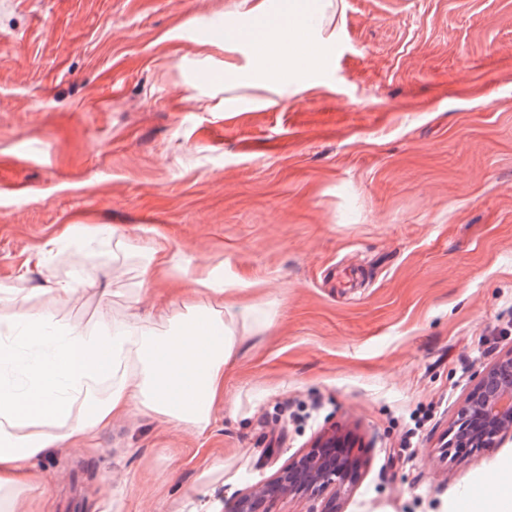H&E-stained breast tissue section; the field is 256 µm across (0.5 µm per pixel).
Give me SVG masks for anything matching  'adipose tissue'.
Segmentation results:
<instances>
[{
    "instance_id": "ef3b65f1",
    "label": "adipose tissue",
    "mask_w": 512,
    "mask_h": 512,
    "mask_svg": "<svg viewBox=\"0 0 512 512\" xmlns=\"http://www.w3.org/2000/svg\"><path fill=\"white\" fill-rule=\"evenodd\" d=\"M322 9L320 0H279L274 6L254 0L246 17H226L225 49H249L254 63L225 65V86L278 93L305 83L324 60L303 48ZM137 253L145 267L130 301L183 280L191 284L178 296L181 312L166 324L151 313L96 326L55 319L54 307L83 291L109 305V290L91 269L44 289L41 305L26 289L0 285V364L13 362L17 340L50 350L37 362L30 385L0 388V512H37L47 483L35 457L48 448L91 443L100 427L133 407L205 434L224 403V369L237 354L240 333L271 327V320L255 319L254 306L236 299L223 277L184 261L164 235Z\"/></svg>"
}]
</instances>
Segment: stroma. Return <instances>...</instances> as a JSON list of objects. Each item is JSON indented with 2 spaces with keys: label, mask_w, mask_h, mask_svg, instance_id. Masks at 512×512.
Segmentation results:
<instances>
[{
  "label": "stroma",
  "mask_w": 512,
  "mask_h": 512,
  "mask_svg": "<svg viewBox=\"0 0 512 512\" xmlns=\"http://www.w3.org/2000/svg\"><path fill=\"white\" fill-rule=\"evenodd\" d=\"M245 11L0 0V284L65 278L54 256L20 270L63 227L84 258L100 231L139 247L158 227L274 318L205 435L134 409L35 458L43 512L230 505L330 439L351 461L336 512H457L512 484V432L443 448L476 370L512 353V0H330L327 66L281 95L224 88L253 63L224 48ZM92 267L111 308L85 293L59 320L128 314L140 260Z\"/></svg>",
  "instance_id": "obj_1"
}]
</instances>
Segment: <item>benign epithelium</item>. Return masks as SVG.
I'll list each match as a JSON object with an SVG mask.
<instances>
[{
    "mask_svg": "<svg viewBox=\"0 0 512 512\" xmlns=\"http://www.w3.org/2000/svg\"><path fill=\"white\" fill-rule=\"evenodd\" d=\"M475 414L485 419V427L474 436L471 417ZM511 429L512 355L478 372L474 391L448 429V447H491L499 435ZM347 482L348 471L344 463L313 455L293 462L277 480L279 488L290 494L314 495L329 489L333 497L348 490Z\"/></svg>",
    "mask_w": 512,
    "mask_h": 512,
    "instance_id": "1",
    "label": "benign epithelium"
}]
</instances>
